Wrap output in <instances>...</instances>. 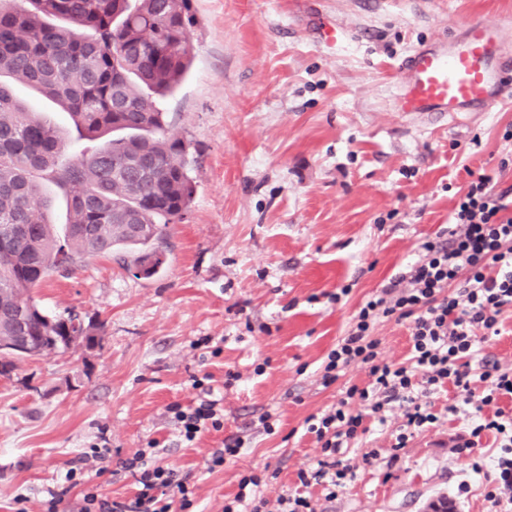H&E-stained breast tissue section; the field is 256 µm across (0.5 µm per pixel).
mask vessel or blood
I'll use <instances>...</instances> for the list:
<instances>
[{"label": "vessel or blood", "instance_id": "vessel-or-blood-1", "mask_svg": "<svg viewBox=\"0 0 512 512\" xmlns=\"http://www.w3.org/2000/svg\"><path fill=\"white\" fill-rule=\"evenodd\" d=\"M499 25H463L460 35L415 49L402 62L395 111L454 117L497 104L512 86V56L502 51Z\"/></svg>", "mask_w": 512, "mask_h": 512}]
</instances>
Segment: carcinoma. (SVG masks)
Listing matches in <instances>:
<instances>
[{
    "mask_svg": "<svg viewBox=\"0 0 512 512\" xmlns=\"http://www.w3.org/2000/svg\"><path fill=\"white\" fill-rule=\"evenodd\" d=\"M190 3L0 0V75L54 100L82 139L120 132L63 163L55 124L0 82V342L29 357L100 342L102 324L50 314L33 298L51 273L121 250L144 278L165 263V228L183 219L196 187L188 145L162 110L192 60ZM38 174L66 197L60 229L45 217Z\"/></svg>",
    "mask_w": 512,
    "mask_h": 512,
    "instance_id": "obj_1",
    "label": "carcinoma"
}]
</instances>
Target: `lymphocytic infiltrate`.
I'll return each mask as SVG.
<instances>
[{"mask_svg": "<svg viewBox=\"0 0 512 512\" xmlns=\"http://www.w3.org/2000/svg\"><path fill=\"white\" fill-rule=\"evenodd\" d=\"M420 250L408 272L391 278L366 301L347 336L329 353L323 385L334 384L340 372L354 364L365 366L370 383L348 388L331 410L306 419V430L314 434L322 458L317 470H299L298 480L305 487L322 481L341 486L347 471L340 466L339 451L363 431L367 413H380L391 403L402 408L406 426L392 448H404L409 430L438 420L428 394L451 385L457 395L454 413L471 420L470 438L462 451H473L477 439L492 438L493 476L487 495L512 506V409L498 404L501 397H512V370L478 357L483 337L498 335L500 313L512 308V194L496 190L490 176L478 175L441 237L423 242ZM390 317L409 324L408 364H390L378 356L379 342L372 331L379 319ZM475 375L482 390L471 386ZM192 387L202 392L196 402L169 409L172 423L187 443L202 433L224 429V409L212 398L211 387L197 377ZM158 446V441H148L123 461L137 484L134 498L128 501L109 499L90 484L82 468L71 467L65 480L67 489L80 491L76 512H193L194 488L177 470L154 463ZM263 481V472L242 473L238 491L225 502L224 512H316L311 497L299 493L268 503L255 493Z\"/></svg>", "mask_w": 512, "mask_h": 512, "instance_id": "obj_1", "label": "lymphocytic infiltrate"}]
</instances>
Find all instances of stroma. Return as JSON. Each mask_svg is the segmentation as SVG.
Instances as JSON below:
<instances>
[{
    "instance_id": "obj_1",
    "label": "stroma",
    "mask_w": 512,
    "mask_h": 512,
    "mask_svg": "<svg viewBox=\"0 0 512 512\" xmlns=\"http://www.w3.org/2000/svg\"><path fill=\"white\" fill-rule=\"evenodd\" d=\"M194 59L164 110L198 167L194 200L166 229L167 261L143 278L115 257L82 259L32 291L45 309L103 323L99 346L21 359L0 377V512L26 497L39 512L48 489L82 466L114 500L131 498L121 460L159 440L158 464L189 477L199 512H223L241 473L265 471L269 501L311 496L317 512H427L438 496L454 512H498L476 466L488 440L460 453L469 434L450 413L455 389L430 399L440 420L391 445L398 404L365 421L341 449L349 472L334 498L302 487L301 469L322 457L304 421L366 387L365 368L321 376L329 352L370 296L446 227L471 173L512 188V99L464 118L394 111L397 71L413 49L469 21L503 28L512 54V0H192ZM342 30L338 43L322 36ZM18 97L50 119L72 150L84 146L66 113L23 83ZM350 293L341 302L331 294ZM382 358L409 357L407 322L380 319ZM220 355H213V348ZM237 373L226 384V372ZM211 374L224 429L185 445L168 409ZM272 414L275 431L259 427ZM243 438L239 458L207 472L224 436ZM105 437L112 459L85 452ZM372 463H364L365 454Z\"/></svg>"
}]
</instances>
